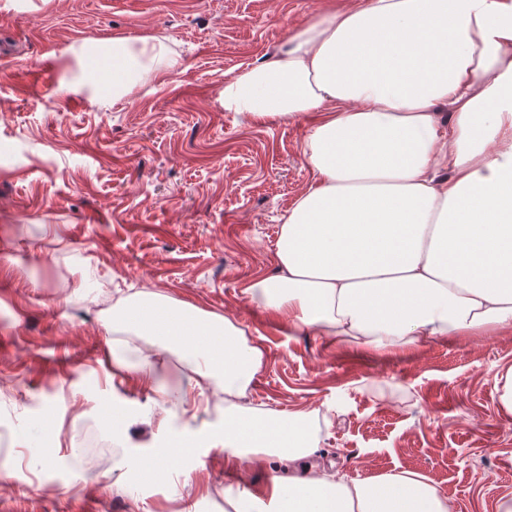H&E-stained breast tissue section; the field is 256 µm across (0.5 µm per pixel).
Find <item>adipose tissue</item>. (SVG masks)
<instances>
[{
	"label": "adipose tissue",
	"mask_w": 512,
	"mask_h": 512,
	"mask_svg": "<svg viewBox=\"0 0 512 512\" xmlns=\"http://www.w3.org/2000/svg\"><path fill=\"white\" fill-rule=\"evenodd\" d=\"M112 57L120 99L181 65L157 37L91 42ZM224 108L264 122L316 113L303 144L313 174L286 213L273 271L245 292L258 308L375 352L512 330V0H358L307 24L227 83ZM113 332L154 339L189 366L191 390L224 395V428L199 427L148 459L204 446L242 466L288 465L266 492L275 512H455L421 474L351 480L317 470L301 410L246 404L264 352L228 316L141 291ZM176 316L182 333L142 322Z\"/></svg>",
	"instance_id": "ef3b65f1"
}]
</instances>
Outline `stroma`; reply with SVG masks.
<instances>
[{
    "label": "stroma",
    "instance_id": "1",
    "mask_svg": "<svg viewBox=\"0 0 512 512\" xmlns=\"http://www.w3.org/2000/svg\"><path fill=\"white\" fill-rule=\"evenodd\" d=\"M355 0H0V428L34 493L0 489V512H224L262 492L269 462L226 467L199 448L141 481L160 442L184 435L187 368L163 352L164 392L112 358L101 288L161 291L227 314L265 352L249 396L281 414L317 411L312 456L348 479L427 476L457 512L512 496V413L497 378L512 330L451 336L379 355L337 344L251 304L282 217L312 180L308 114L255 123L225 111V83L299 27ZM156 36L183 66L117 103L92 98L75 55L86 40ZM115 443L93 474L72 431ZM257 499L248 489H243L235 495L224 493L225 512H256Z\"/></svg>",
    "mask_w": 512,
    "mask_h": 512
}]
</instances>
